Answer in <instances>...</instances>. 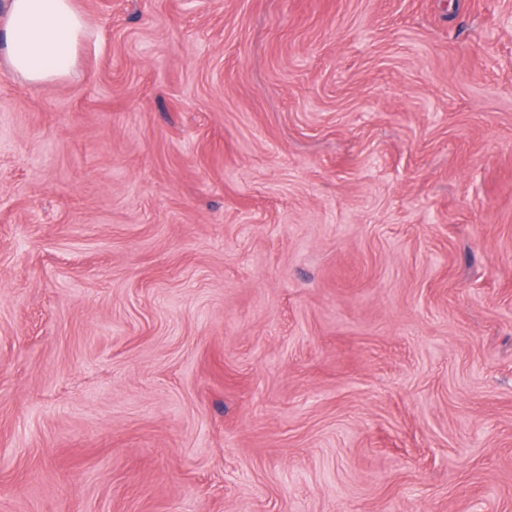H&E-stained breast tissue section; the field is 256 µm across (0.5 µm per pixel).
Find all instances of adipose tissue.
Wrapping results in <instances>:
<instances>
[{
	"label": "adipose tissue",
	"instance_id": "adipose-tissue-1",
	"mask_svg": "<svg viewBox=\"0 0 512 512\" xmlns=\"http://www.w3.org/2000/svg\"><path fill=\"white\" fill-rule=\"evenodd\" d=\"M88 22L74 0H10L0 27V54L30 85L70 78Z\"/></svg>",
	"mask_w": 512,
	"mask_h": 512
}]
</instances>
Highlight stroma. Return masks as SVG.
Returning a JSON list of instances; mask_svg holds the SVG:
<instances>
[{"label": "stroma", "mask_w": 512, "mask_h": 512, "mask_svg": "<svg viewBox=\"0 0 512 512\" xmlns=\"http://www.w3.org/2000/svg\"><path fill=\"white\" fill-rule=\"evenodd\" d=\"M0 56V512H512V0H75ZM74 0H10L0 53L29 85L70 78L88 29Z\"/></svg>", "instance_id": "stroma-1"}]
</instances>
